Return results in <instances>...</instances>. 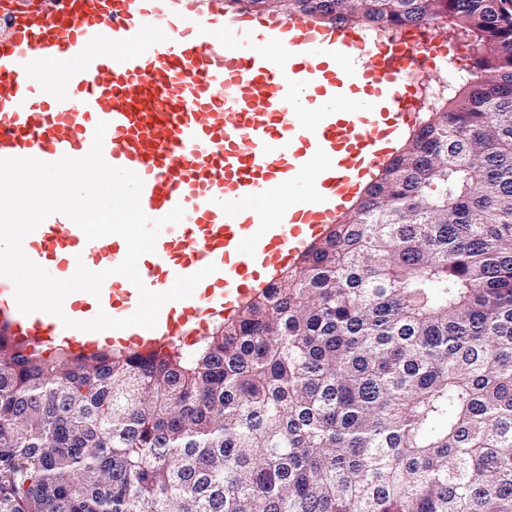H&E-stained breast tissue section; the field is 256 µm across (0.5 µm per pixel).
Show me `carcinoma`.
Segmentation results:
<instances>
[{
  "label": "carcinoma",
  "instance_id": "cac0c4a2",
  "mask_svg": "<svg viewBox=\"0 0 512 512\" xmlns=\"http://www.w3.org/2000/svg\"><path fill=\"white\" fill-rule=\"evenodd\" d=\"M247 2L439 32L472 66L198 343L83 357L0 337V512H512V0Z\"/></svg>",
  "mask_w": 512,
  "mask_h": 512
}]
</instances>
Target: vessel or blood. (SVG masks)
<instances>
[{
	"label": "vessel or blood",
	"mask_w": 512,
	"mask_h": 512,
	"mask_svg": "<svg viewBox=\"0 0 512 512\" xmlns=\"http://www.w3.org/2000/svg\"><path fill=\"white\" fill-rule=\"evenodd\" d=\"M366 45L360 26L232 0H0V158L83 157L107 122L103 157L142 179L143 212L185 211L139 259L144 285L166 291L217 267L190 298L162 308L155 328L100 332L22 314L12 281L0 277V336L26 349L60 339L84 355L118 344L164 352L275 286L341 221L417 119L415 91L398 83L414 59L396 43L372 54ZM46 71L57 94L35 80ZM353 98L360 107L350 112ZM23 250L67 279L80 262L117 266L127 247L115 235L87 240L56 213ZM65 302L76 321L101 310L125 318L139 293L113 275L99 296L78 291Z\"/></svg>",
	"instance_id": "b4317fda"
}]
</instances>
